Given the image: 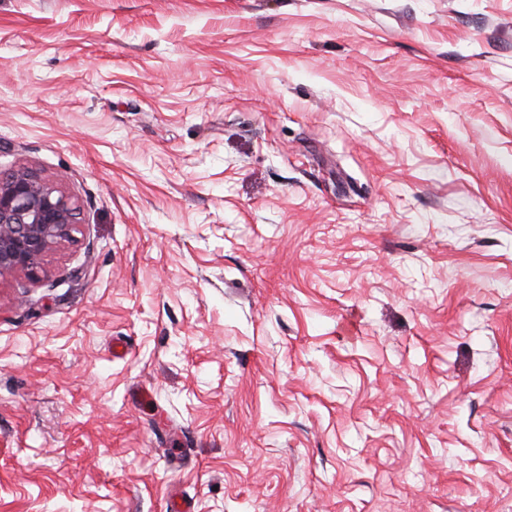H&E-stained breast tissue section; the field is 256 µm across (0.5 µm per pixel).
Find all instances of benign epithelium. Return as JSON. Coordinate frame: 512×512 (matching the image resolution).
Here are the masks:
<instances>
[{
	"label": "benign epithelium",
	"instance_id": "1",
	"mask_svg": "<svg viewBox=\"0 0 512 512\" xmlns=\"http://www.w3.org/2000/svg\"><path fill=\"white\" fill-rule=\"evenodd\" d=\"M79 207L29 168L0 173V278H40L54 248L76 239Z\"/></svg>",
	"mask_w": 512,
	"mask_h": 512
}]
</instances>
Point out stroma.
I'll list each match as a JSON object with an SVG mask.
<instances>
[{
	"label": "stroma",
	"mask_w": 512,
	"mask_h": 512,
	"mask_svg": "<svg viewBox=\"0 0 512 512\" xmlns=\"http://www.w3.org/2000/svg\"><path fill=\"white\" fill-rule=\"evenodd\" d=\"M0 512H512V0H0ZM79 207L29 168L0 173V279L38 280L54 248L76 239Z\"/></svg>",
	"instance_id": "1"
}]
</instances>
